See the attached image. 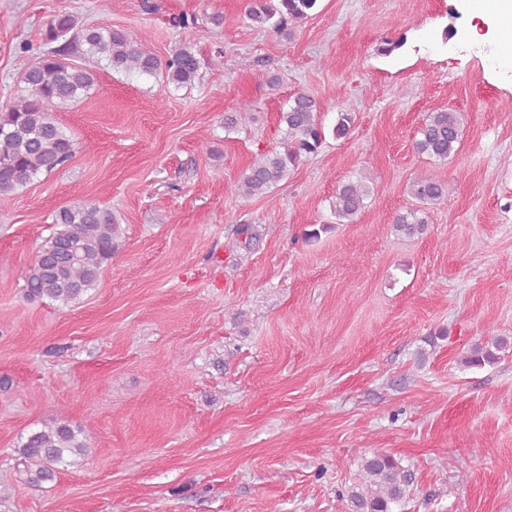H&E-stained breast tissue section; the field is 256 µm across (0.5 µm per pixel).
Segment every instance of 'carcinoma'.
<instances>
[{"instance_id":"carcinoma-1","label":"carcinoma","mask_w":512,"mask_h":512,"mask_svg":"<svg viewBox=\"0 0 512 512\" xmlns=\"http://www.w3.org/2000/svg\"><path fill=\"white\" fill-rule=\"evenodd\" d=\"M317 0H245L243 17L260 27L283 33L301 25L309 17ZM218 24L215 17L199 18L183 14L174 25L189 29ZM65 39L61 47L39 54L37 61L23 72L24 94L6 110H0V204L10 201L16 191L38 175L62 167L76 152V142L54 117L56 109L88 95L95 84L91 70L75 62L77 58L104 59L117 72H136L160 77L167 84L184 86L193 81L201 68V59L189 46H180L161 59L147 51L123 29L77 26L70 14H57L47 23L45 42ZM248 105L241 102L224 114V129L231 131L241 123ZM355 118L351 112H337L332 129L335 138L350 135ZM285 126L281 148L264 154L230 186L229 194L255 196L266 193L283 181L301 158L318 153L325 142L324 128L318 120L316 100L299 93L280 112ZM462 138L459 113L440 109L429 113L419 127L414 149L437 161L458 154ZM372 187L365 182L348 181L336 187L332 201L337 223L350 221L365 207ZM411 194L420 208L394 216L393 230L407 237L425 233L428 218L424 207L440 203L446 184L432 177L416 179ZM56 230L39 249L25 275L27 295L48 299L61 305L80 300L96 288L102 266L112 257L120 224L112 209L93 202L63 206L55 214ZM512 346L504 336L490 335L472 346L464 363L482 367L499 359ZM89 452L83 431L63 420H54L30 433L16 449L18 464L30 484L49 481L68 457ZM412 483V474L393 457L373 452L361 459L358 482L349 488L350 512H393Z\"/></svg>"}]
</instances>
